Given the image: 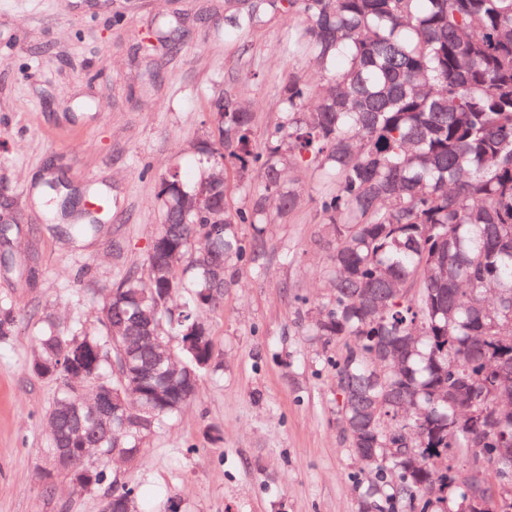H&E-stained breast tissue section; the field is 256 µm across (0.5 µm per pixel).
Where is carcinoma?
Masks as SVG:
<instances>
[{
	"label": "carcinoma",
	"instance_id": "1",
	"mask_svg": "<svg viewBox=\"0 0 512 512\" xmlns=\"http://www.w3.org/2000/svg\"><path fill=\"white\" fill-rule=\"evenodd\" d=\"M300 20L284 56L308 55L322 79L280 87L277 125L257 136L251 102L212 99L198 174L159 177L161 224L145 260L96 300L100 331L40 321L28 369L57 384L47 452L96 440L73 491L103 490L112 512H148L138 485L108 470L142 457L217 364L204 313L268 252L266 226L299 206L292 173L319 175L315 202L332 292L307 303L309 332L346 341L336 411L349 447L371 448L360 512H500L512 489V413L489 397L512 383V0H249L224 18L231 40L269 14ZM259 184L248 203L236 190ZM203 191L212 210L189 198ZM249 224L253 234L242 235ZM224 267L217 284L211 265ZM119 402L93 414L95 398ZM403 433L426 459L410 470L386 450Z\"/></svg>",
	"mask_w": 512,
	"mask_h": 512
}]
</instances>
